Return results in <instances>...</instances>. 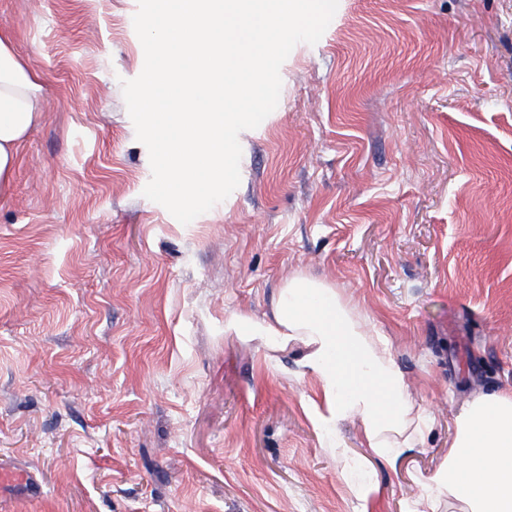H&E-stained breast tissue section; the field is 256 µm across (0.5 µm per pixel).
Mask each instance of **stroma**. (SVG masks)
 Returning a JSON list of instances; mask_svg holds the SVG:
<instances>
[{
  "label": "stroma",
  "mask_w": 512,
  "mask_h": 512,
  "mask_svg": "<svg viewBox=\"0 0 512 512\" xmlns=\"http://www.w3.org/2000/svg\"><path fill=\"white\" fill-rule=\"evenodd\" d=\"M138 0H0L45 83L0 198V512H355L344 459L404 512L473 397L512 390V0H339L241 132V182L189 224L121 82ZM304 274L388 341L433 425L397 467L332 451L298 347L224 333Z\"/></svg>",
  "instance_id": "1"
}]
</instances>
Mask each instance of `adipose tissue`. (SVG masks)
<instances>
[{
	"instance_id": "ef3b65f1",
	"label": "adipose tissue",
	"mask_w": 512,
	"mask_h": 512,
	"mask_svg": "<svg viewBox=\"0 0 512 512\" xmlns=\"http://www.w3.org/2000/svg\"><path fill=\"white\" fill-rule=\"evenodd\" d=\"M40 74L14 51L0 26V196L7 193L23 142L43 114ZM224 331L271 351L301 347L299 366L314 374L323 405L314 424L329 432L356 421L370 453L396 466L421 448L431 419L408 392L388 341L325 282L297 275L280 288L272 316L234 314ZM465 512H512V391L483 394L462 407L456 435L434 475L420 483L406 512H440L444 498Z\"/></svg>"
}]
</instances>
